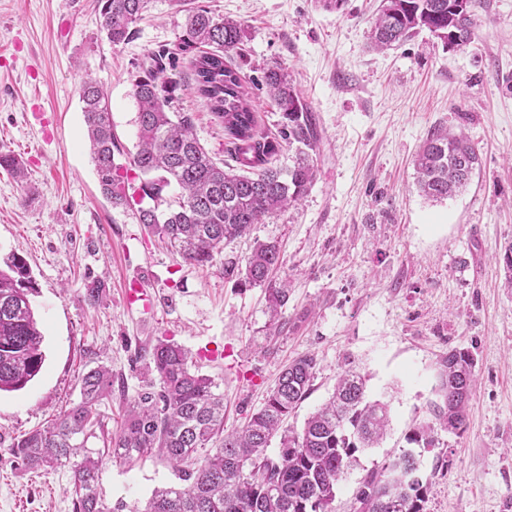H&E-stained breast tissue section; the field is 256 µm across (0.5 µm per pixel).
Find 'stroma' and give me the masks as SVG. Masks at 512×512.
Listing matches in <instances>:
<instances>
[{
	"label": "stroma",
	"mask_w": 512,
	"mask_h": 512,
	"mask_svg": "<svg viewBox=\"0 0 512 512\" xmlns=\"http://www.w3.org/2000/svg\"><path fill=\"white\" fill-rule=\"evenodd\" d=\"M243 23L234 62L261 125L282 114L260 84L284 69L317 118L316 179L295 206L225 245L212 264L173 254L134 210L103 196L79 90L105 86L128 164L137 142L134 80L158 52L174 53L181 81L173 109L191 113L201 144L225 159L224 128L194 86L179 48L185 14L149 0L132 39L99 31L97 0H0V153L20 157L17 182L0 169V255L31 269L45 362L25 389L0 394V512H72L71 474L24 469L14 439L80 399L81 377L108 367L112 394L97 409L115 434L149 380L144 351L180 344L224 394V429L259 409L283 364L312 353V390L289 418L301 428L352 367L371 398L389 402L391 427L336 494L354 512L368 470L406 445L439 401L441 361L475 359L476 389L463 432H437L422 458L425 512H504L512 505V291L496 255L512 242V0H480L471 42L446 45L423 30L388 50L369 44L380 0H203ZM464 130L482 166L462 193L431 201L415 187L413 159L431 130ZM283 250L289 281L285 329L272 325L262 287L238 288L224 264L254 241ZM98 289L88 302L89 289ZM154 457L127 467L103 456L98 492L109 512L144 507L155 488L178 484Z\"/></svg>",
	"instance_id": "1"
}]
</instances>
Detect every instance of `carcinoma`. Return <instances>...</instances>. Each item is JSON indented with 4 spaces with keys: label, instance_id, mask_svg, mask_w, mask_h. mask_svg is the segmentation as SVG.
<instances>
[{
    "label": "carcinoma",
    "instance_id": "obj_1",
    "mask_svg": "<svg viewBox=\"0 0 512 512\" xmlns=\"http://www.w3.org/2000/svg\"><path fill=\"white\" fill-rule=\"evenodd\" d=\"M149 0H98L100 32L109 42H128ZM459 0H382L371 22L377 50L388 49L428 30L442 40L455 32L453 46L471 41L478 0H464L467 15H451ZM186 19L183 51H197L191 65L198 93L224 124L232 163L216 160L200 143L192 116L172 112V92L180 73L166 71L162 57L135 79L138 143L130 168L115 162L121 152L112 129V113L97 79L80 87L82 112L92 159L104 196L116 208L137 206L139 223L184 261L206 266L224 244L248 234L255 224L300 201L316 178L314 113L280 67L266 69L268 92L284 122L273 133L260 127L231 53L239 54L247 37L244 24L215 16L194 0H176ZM168 72L164 79L159 74ZM294 152L292 164L275 165L283 144ZM0 167L24 182V163L0 154ZM481 169V158L462 133L432 131L415 158L418 192L433 201L467 188ZM504 285L512 289V242L499 253ZM0 268V393L24 389L44 363L42 334L31 296L35 292L27 262L15 252ZM283 264L275 242H256L240 266L224 263V278L239 288L266 287L272 320L283 325L288 285L272 282ZM315 358L303 354L288 362L262 407L246 417L239 431L224 432V396L210 377L192 369L188 352L160 340L153 346L149 382L134 402L119 433L112 436V460L132 466L157 451L181 473V486L160 488L142 509L131 512H332L339 484L361 455L379 447L390 424L389 404L371 399L366 379L342 373L329 400L305 420L301 431L285 426L309 395ZM440 401L432 420L406 436L410 447L367 473L357 490L356 512H424L430 484L420 471L419 450L435 447V427L460 433L476 384L475 362L465 349L442 361ZM112 390L104 367L86 372L80 400L45 426L15 440L13 455L30 470L72 473L73 512H105L97 486L101 462L90 440L102 429L97 405ZM280 450L267 454L274 437Z\"/></svg>",
    "mask_w": 512,
    "mask_h": 512
}]
</instances>
